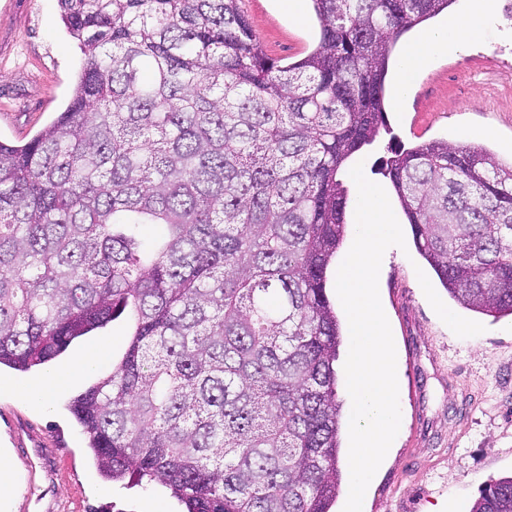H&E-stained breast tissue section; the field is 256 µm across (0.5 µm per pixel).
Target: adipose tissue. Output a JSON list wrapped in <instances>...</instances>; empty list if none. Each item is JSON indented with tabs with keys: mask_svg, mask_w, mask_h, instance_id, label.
<instances>
[{
	"mask_svg": "<svg viewBox=\"0 0 512 512\" xmlns=\"http://www.w3.org/2000/svg\"><path fill=\"white\" fill-rule=\"evenodd\" d=\"M492 0H465L460 16L454 17L437 31H426L406 43L400 50L393 87L396 97H403L416 75L439 56L460 46L477 41L483 32L482 24ZM103 348L94 347L66 369L40 381L18 385L17 390L34 405H49L55 395L87 369L106 362Z\"/></svg>",
	"mask_w": 512,
	"mask_h": 512,
	"instance_id": "obj_1",
	"label": "adipose tissue"
}]
</instances>
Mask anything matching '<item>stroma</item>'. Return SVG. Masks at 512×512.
I'll return each instance as SVG.
<instances>
[{
    "instance_id": "35a3bbf8",
    "label": "stroma",
    "mask_w": 512,
    "mask_h": 512,
    "mask_svg": "<svg viewBox=\"0 0 512 512\" xmlns=\"http://www.w3.org/2000/svg\"><path fill=\"white\" fill-rule=\"evenodd\" d=\"M241 7L269 57L294 61L318 43L312 8L297 23L278 0H242ZM510 57L512 21L495 7L481 40L436 61L403 101L390 104L392 134L408 147L434 139L482 145L511 163L512 73L498 66ZM82 64L58 0H0V139L26 143L64 111ZM379 291L396 346L402 420L364 512H471L483 485L512 476V318L461 307L411 241L385 252ZM461 322L470 334L458 330ZM128 331V322L115 320L47 364L26 372L0 369L2 380L34 381L90 344L108 349V364L71 381L50 411L0 395V448L11 463L8 512H50L56 503L66 512H182L161 486L105 481L70 410L73 399L121 359ZM13 427L56 441L54 476L29 481L10 438Z\"/></svg>"
}]
</instances>
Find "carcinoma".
I'll list each match as a JSON object with an SVG mask.
<instances>
[{"mask_svg":"<svg viewBox=\"0 0 512 512\" xmlns=\"http://www.w3.org/2000/svg\"><path fill=\"white\" fill-rule=\"evenodd\" d=\"M310 2L319 43L283 65L240 0H59L84 56L73 96L0 141V366L127 316L123 358L71 410L107 478L185 512H330L340 491L338 175L386 126L400 38L455 0ZM387 152L449 295L512 316V165L446 140ZM472 512H512V477Z\"/></svg>","mask_w":512,"mask_h":512,"instance_id":"obj_1","label":"carcinoma"}]
</instances>
